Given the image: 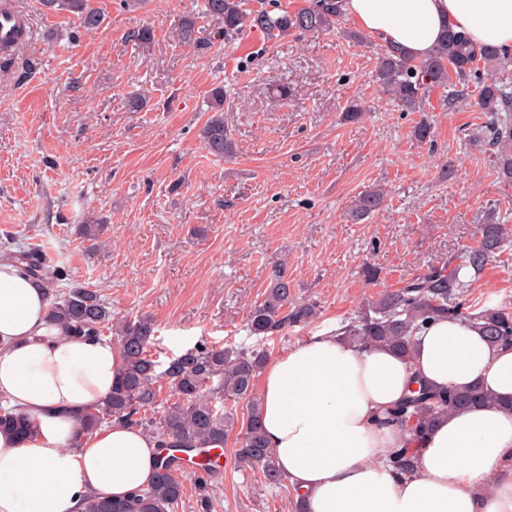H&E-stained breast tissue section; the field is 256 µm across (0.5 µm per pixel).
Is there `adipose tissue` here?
<instances>
[{
	"label": "adipose tissue",
	"instance_id": "adipose-tissue-1",
	"mask_svg": "<svg viewBox=\"0 0 512 512\" xmlns=\"http://www.w3.org/2000/svg\"><path fill=\"white\" fill-rule=\"evenodd\" d=\"M343 9L416 59L448 24L512 58V0H344ZM49 303L19 263L0 261V405L37 422L26 438L0 430V512H84L91 498H128L151 484L162 456L142 428L81 429L80 412L109 396L123 357L106 338L50 322ZM417 378L477 382L497 402L442 419L403 473L390 457L408 436L380 419ZM259 394L265 441L305 512H512V347L490 345L477 327L431 322L408 358L316 334L267 362Z\"/></svg>",
	"mask_w": 512,
	"mask_h": 512
}]
</instances>
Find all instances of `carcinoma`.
Wrapping results in <instances>:
<instances>
[{
  "instance_id": "1",
  "label": "carcinoma",
  "mask_w": 512,
  "mask_h": 512,
  "mask_svg": "<svg viewBox=\"0 0 512 512\" xmlns=\"http://www.w3.org/2000/svg\"><path fill=\"white\" fill-rule=\"evenodd\" d=\"M309 5L277 15L250 10L244 0H204L203 14L214 23L218 39L246 30H259L277 39L290 35L330 32L343 19L342 0H308ZM44 12L76 17L83 30L100 28L103 17L92 0H40ZM182 45L198 53L210 50L215 41L201 35L197 17H183L176 28ZM492 68L489 78L479 82L477 95L469 100L466 90L478 73V65ZM376 82L382 92L406 112L424 111L426 93L435 88L455 87L456 102L473 106L488 117L479 138L488 147L499 178L512 183V60L497 50L472 47L466 36L452 26L432 51L421 60L406 56L388 46L380 48L376 62ZM211 115L199 130L204 148L216 157L234 153V142L224 124V88L212 90ZM383 195L370 190L355 199L353 217L359 219L377 210ZM508 239L500 224H484L478 246L460 256L457 265L429 268L404 286L386 291L367 302L357 315L341 324L338 333L359 348L380 345L408 356L413 334L435 319L481 322L484 336L493 345L512 346V307L501 304L478 307L469 303L465 293L470 287L467 272L479 274ZM12 237L4 235L0 249L16 258L23 271L52 292L50 318L79 334H97L104 325H113L117 347L123 354L122 374L112 394L100 404L87 407L81 415L82 429L92 431L107 420H122L146 426L156 434L164 449L162 464L150 487L129 499L98 500L86 503L85 512H175L183 497V486L175 476L180 454L224 440L238 430L237 461L256 468L264 482L283 485L273 449L267 447L260 426V398L255 380L265 364L264 347H193L172 358L159 372V363L150 354L152 328L145 321L112 323V310L95 289L83 286L61 288L68 279L65 270L54 264L46 251L33 245L28 250L12 251ZM319 315L314 301H297L292 294L287 269L270 262L268 285L263 298L248 314L251 335L263 340L287 327L307 325ZM172 388L178 402L147 423L139 415L155 404L158 383ZM245 403V411L224 409V402ZM492 402L484 389L474 384L459 390L452 387L432 389L420 380L402 401L386 411L384 425L394 426L410 435L409 441H421L442 417L450 412L472 410ZM36 426L25 414L3 413L0 428H11L18 435L30 434ZM416 453L399 448L392 464L400 472L414 468Z\"/></svg>"
}]
</instances>
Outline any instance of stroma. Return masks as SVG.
<instances>
[{
    "instance_id": "1",
    "label": "stroma",
    "mask_w": 512,
    "mask_h": 512,
    "mask_svg": "<svg viewBox=\"0 0 512 512\" xmlns=\"http://www.w3.org/2000/svg\"><path fill=\"white\" fill-rule=\"evenodd\" d=\"M101 28L43 14L13 0L34 37L0 63V235L39 243L74 282L99 291L114 320L143 319L165 363L198 344L250 347L247 314L261 300L270 261L287 268L293 293L317 301L318 318L268 340L270 356L327 334L367 299L456 259L492 221L512 231V186L498 182L476 133L484 116L429 94L431 142L375 81L371 47L338 30L269 39L259 31L200 54L174 28L202 16L203 0H94ZM152 32L138 41V30ZM287 86V101L271 96ZM224 89V123L236 152L208 153L199 130L209 94ZM146 97L139 112L131 94ZM360 122L343 123L351 101ZM379 188L373 217L348 215ZM102 226L82 238L86 217ZM381 270L364 284V262ZM472 300L512 304V238L473 278ZM234 439L215 473L184 470L176 512H295L292 491L240 466Z\"/></svg>"
}]
</instances>
